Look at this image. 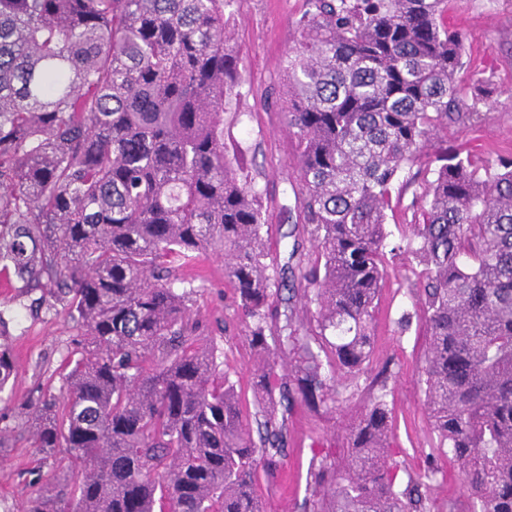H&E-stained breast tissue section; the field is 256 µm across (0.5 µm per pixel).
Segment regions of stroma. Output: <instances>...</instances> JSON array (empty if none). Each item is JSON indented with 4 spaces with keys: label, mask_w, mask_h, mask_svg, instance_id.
Listing matches in <instances>:
<instances>
[{
    "label": "stroma",
    "mask_w": 512,
    "mask_h": 512,
    "mask_svg": "<svg viewBox=\"0 0 512 512\" xmlns=\"http://www.w3.org/2000/svg\"><path fill=\"white\" fill-rule=\"evenodd\" d=\"M306 0H234L233 39L239 50L243 82L237 95L224 104V153L240 180L261 194L267 224L263 229L270 272L279 284L271 299L277 326L293 325L311 348L315 305L305 304L303 268L313 252L298 222L293 191L297 186L295 138L284 119L288 51L300 38L298 19ZM448 26L467 36L465 66L460 83L490 79L495 88L480 120L449 125L440 139L482 157L512 158V0H451ZM432 147L406 166L391 188L387 211V246L403 244V224L414 218L426 180L431 179ZM195 293L192 311L203 323L199 345L219 347L224 371L241 394L245 416H253V382L258 358L243 336L235 291L224 276V261L207 254L197 266L183 270ZM416 278L405 253L389 258L386 280L376 302L371 325L374 351L355 379L342 381L341 401L331 411H313L293 401L287 423V455L275 470L259 469L255 487L267 512H305L314 489L313 473L321 463L343 467L347 430L363 410L381 371H388L385 401L392 419V455L397 480L437 463L440 472L428 489L431 512H470L468 491L455 458L440 455L418 373L427 353L429 336L419 310ZM49 296L38 288L14 284L0 287V344L17 362V375L0 392V512H21L27 482L39 454L31 448L24 414L44 390L46 378L58 371L68 351L83 333L79 324L60 310L49 309Z\"/></svg>",
    "instance_id": "35a3bbf8"
}]
</instances>
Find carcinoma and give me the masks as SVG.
<instances>
[{
    "mask_svg": "<svg viewBox=\"0 0 512 512\" xmlns=\"http://www.w3.org/2000/svg\"><path fill=\"white\" fill-rule=\"evenodd\" d=\"M230 2L0 0V274L48 290L84 329L62 392L29 412L42 457L25 512H265L255 476L284 452L290 399L337 402L319 353L266 334L260 194L224 157L242 79ZM307 2L285 112L314 247L303 278L320 349L353 379L373 353L392 183L441 129L480 119L493 89L457 81L466 35L444 21L448 0ZM431 162L405 229L426 404L472 512H512V160L441 143ZM204 254L224 259L260 355L252 422L217 347L196 344L193 291L174 288ZM15 373L0 347V391ZM390 438L374 394L345 467L314 474L311 512H430L438 467L397 484Z\"/></svg>",
    "mask_w": 512,
    "mask_h": 512,
    "instance_id": "cac0c4a2",
    "label": "carcinoma"
}]
</instances>
